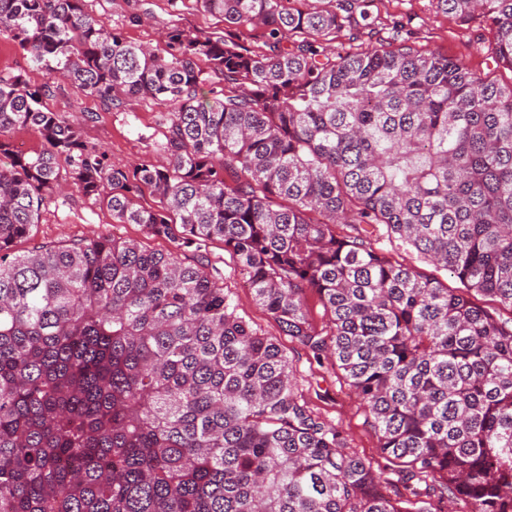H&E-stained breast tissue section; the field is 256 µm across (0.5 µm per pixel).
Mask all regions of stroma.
I'll return each mask as SVG.
<instances>
[{
  "mask_svg": "<svg viewBox=\"0 0 512 512\" xmlns=\"http://www.w3.org/2000/svg\"><path fill=\"white\" fill-rule=\"evenodd\" d=\"M88 8L105 29H120L128 40L142 44L156 43L160 31L172 26L201 36L224 28L219 18L203 12L195 0H180L175 8L168 0H89ZM368 10L376 19L373 30L356 38L349 30H342L331 41L332 49L367 50L388 45L399 35L416 48L443 53L470 68L486 67L490 35L476 25L457 23L439 11L433 0H371ZM20 70L26 71L31 82L51 83L47 107L67 120H80L84 140L105 150L114 166L130 170L141 163L163 162L160 144L166 132V105L133 98L121 108L106 107L69 81L47 77L30 66L22 51L7 36L0 35V75ZM94 235L134 240L149 251L169 252L176 248L173 240L147 236L139 225L114 223L106 207L73 193L53 199L42 210L30 237L17 241L14 249L24 253L36 245L57 246ZM185 258L206 264L232 298L238 314L263 334L278 339L293 365L302 397L342 429L351 452L381 470L387 482L396 483V474L386 469L378 451L376 435L361 401L334 367L318 363L302 345L282 335L275 320L255 303L223 243H207L200 251L186 252Z\"/></svg>",
  "mask_w": 512,
  "mask_h": 512,
  "instance_id": "1",
  "label": "stroma"
}]
</instances>
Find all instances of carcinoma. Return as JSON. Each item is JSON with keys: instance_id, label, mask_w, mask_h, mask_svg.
Masks as SVG:
<instances>
[{"instance_id": "cac0c4a2", "label": "carcinoma", "mask_w": 512, "mask_h": 512, "mask_svg": "<svg viewBox=\"0 0 512 512\" xmlns=\"http://www.w3.org/2000/svg\"><path fill=\"white\" fill-rule=\"evenodd\" d=\"M294 2L197 0L262 29L257 53L180 28L145 47L87 0H0L34 67L110 108L175 106L166 163L126 171L45 107L50 84L0 76V512H512V317L476 303L512 310V83L405 40L332 54L365 0ZM433 2L483 23L512 71V0ZM21 128L40 150L12 149ZM64 183L184 251L224 243L257 305L360 398L405 497L201 264L105 236L16 253ZM380 229L461 287L387 255Z\"/></svg>"}]
</instances>
